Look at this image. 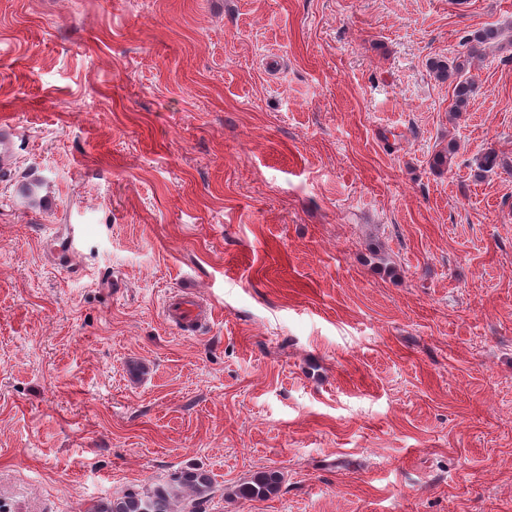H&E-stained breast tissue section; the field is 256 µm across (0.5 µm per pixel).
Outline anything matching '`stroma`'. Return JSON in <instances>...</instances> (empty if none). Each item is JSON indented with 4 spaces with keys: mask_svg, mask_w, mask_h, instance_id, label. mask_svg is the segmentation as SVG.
Instances as JSON below:
<instances>
[{
    "mask_svg": "<svg viewBox=\"0 0 512 512\" xmlns=\"http://www.w3.org/2000/svg\"><path fill=\"white\" fill-rule=\"evenodd\" d=\"M2 121L0 512H512V0H0ZM466 71V65L464 61L456 62L452 67L448 64H437L436 73L438 78L447 80L453 78L454 85V111L463 112L466 110L470 95H471V84L467 78H464ZM15 153L14 134L10 124L0 125V172L2 174L12 170ZM163 315L168 323L177 327L183 334H196L211 313L207 314L201 298L196 293L176 291L165 299ZM181 487L188 488L191 493L181 501L182 511L192 508L189 512H205V505L212 498L213 481L209 474L204 471L186 472L176 480ZM280 482L281 477L277 471H261L242 485L238 493L244 499H265L279 490ZM174 485H155L146 492L129 491L98 504L94 512H173Z\"/></svg>",
    "mask_w": 512,
    "mask_h": 512,
    "instance_id": "obj_1",
    "label": "stroma"
}]
</instances>
